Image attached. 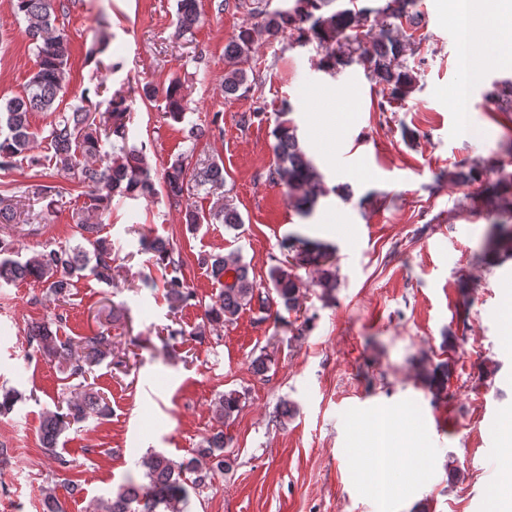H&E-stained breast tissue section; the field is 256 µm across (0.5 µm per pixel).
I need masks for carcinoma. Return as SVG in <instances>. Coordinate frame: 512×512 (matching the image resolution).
<instances>
[{
  "instance_id": "obj_1",
  "label": "carcinoma",
  "mask_w": 512,
  "mask_h": 512,
  "mask_svg": "<svg viewBox=\"0 0 512 512\" xmlns=\"http://www.w3.org/2000/svg\"><path fill=\"white\" fill-rule=\"evenodd\" d=\"M56 0H15L17 12L28 21L26 33L37 50L38 70L32 76L25 94L0 105V172L12 171L25 161L32 166L44 165L43 159L30 154L33 133L29 128V115L33 112H54V105L68 78L70 39L66 30L56 26ZM292 0V4L270 11L267 0H251L250 14L255 22L245 27L224 48V97L238 98L248 95L256 84L250 78L245 63L255 50V44L264 35L276 37L286 34L300 44L316 42L325 48L322 67L333 69L353 62L362 43V36L371 38V50L364 56L367 70L382 85L388 100H403L415 87L412 73L404 68L400 59L414 52L410 39L399 36L389 27L370 28L361 32L362 21L373 13L382 14L399 22L414 19L417 0H385L381 8L366 5V0ZM201 19L198 0H178L175 34L183 36L193 31ZM167 116L179 122L185 117L178 87L166 91ZM126 98L113 96L106 100L104 113L112 118V127L102 134L92 127L90 114L81 107L62 112L51 123L46 139L53 150L52 159L57 169L78 171V182L88 188L87 194L95 201V209H106L112 197L138 200L156 194L155 180L147 161L149 145H127L128 134L124 123ZM292 107L285 102L279 114L283 120L272 131L274 163L269 169V180L287 190L289 203L302 214H308L317 199L326 194L322 176L311 158L299 144L295 126L287 118ZM121 140L120 154L103 149V142L111 138ZM184 160L176 158L164 173L167 198L175 205L183 202L188 189ZM213 188L224 186V166L216 161L207 163L197 174L195 185ZM58 186L46 182L38 184L32 196L46 202L45 212L52 213ZM19 202L7 194H0V224L17 223ZM185 224L196 229L202 224L218 221L225 229L237 231L244 224L240 212L233 204L224 202L218 210L204 212L185 206ZM75 233L81 242L74 246H60L34 253L22 260L11 243L0 240V282L18 284L35 282L46 294L65 306L77 280L88 271L98 281L112 284V242L102 236L101 223L91 218H78ZM140 244L153 255L155 264L166 271L164 288L167 299L174 305L201 303L184 276L181 255L164 240H140ZM485 252L490 257L512 256V215L491 224ZM333 253L316 247L303 255L286 256L270 267L269 281L274 294H264L249 267L238 251L212 254L201 260V265L216 280H224V290L218 299L204 305V317L210 325L233 321L239 313L258 304L263 312L280 305L291 311L298 306L301 278L297 269L311 262L327 265ZM27 344L42 352L62 370L76 376L84 373V365L102 360L112 350V336L105 329L83 338V354L67 339L61 340L49 327L36 325L27 332ZM240 397L234 390L224 393L214 403L218 419L228 420L239 411ZM111 413L107 399L97 390L88 389L58 402L55 409L45 412L41 427V440L45 448L55 455L63 470L70 461L56 451L58 440L72 424L91 415L104 418ZM224 431L219 430L204 439L200 457L210 463L204 468L197 459L177 463L162 453H150L141 461L147 483L129 479L120 486L111 499L96 507V512H182L179 504L187 503L186 474H193L192 484L201 487L214 473H224L231 467L224 455Z\"/></svg>"
}]
</instances>
